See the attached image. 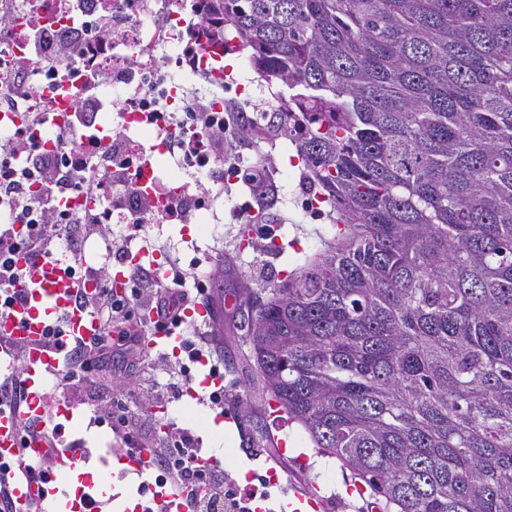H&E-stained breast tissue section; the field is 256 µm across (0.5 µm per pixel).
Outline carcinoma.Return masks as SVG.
<instances>
[{
    "instance_id": "cac0c4a2",
    "label": "carcinoma",
    "mask_w": 512,
    "mask_h": 512,
    "mask_svg": "<svg viewBox=\"0 0 512 512\" xmlns=\"http://www.w3.org/2000/svg\"><path fill=\"white\" fill-rule=\"evenodd\" d=\"M340 225L254 297L262 393L376 512H512V0H206Z\"/></svg>"
}]
</instances>
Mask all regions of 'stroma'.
Masks as SVG:
<instances>
[{"label":"stroma","instance_id":"stroma-1","mask_svg":"<svg viewBox=\"0 0 512 512\" xmlns=\"http://www.w3.org/2000/svg\"><path fill=\"white\" fill-rule=\"evenodd\" d=\"M224 76L242 84L252 103L264 105L284 89L280 83L259 79L244 53H228ZM231 152L238 165V177L224 184V208L209 224H161L155 227L153 247L161 263L180 262L188 268L208 265L214 314L208 324L224 356V394L237 426H223L221 437H214L206 426L217 411L198 400L182 397L168 404L164 413L146 415L148 429L166 425L192 432L201 447L213 449L216 440L231 448L224 459L230 486L265 493L272 512L288 502V492L303 490L319 495L323 512H370L371 496L340 462L316 453L307 433L286 413L270 406L256 388L254 362L239 326L247 313V291H260L278 285L303 264L306 257L326 249L336 234L329 218L308 210L301 190L302 163L290 141L271 131L244 141L234 139ZM277 186V193L252 211V198L246 182L258 165ZM264 212L272 229L262 235L254 218ZM78 411L66 423L67 433L83 441L93 455L88 468L101 469L103 449L116 447L110 429L89 421Z\"/></svg>","mask_w":512,"mask_h":512}]
</instances>
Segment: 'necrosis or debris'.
I'll list each match as a JSON object with an SVG mask.
<instances>
[{"mask_svg": "<svg viewBox=\"0 0 512 512\" xmlns=\"http://www.w3.org/2000/svg\"><path fill=\"white\" fill-rule=\"evenodd\" d=\"M76 13L66 12L61 0H0V90L8 89V67L33 56L31 45L19 32L29 6L49 18L52 28L66 29L100 16L103 8L123 15L124 34L113 41L86 40L75 49V65L82 72L102 74L103 82L84 86L81 79L64 83L70 93L63 110L80 111L84 101L95 103L97 124L112 123L133 158V171L149 173L151 182H164L169 192L197 200L192 214L196 224L209 223L222 199L221 192H205L195 180L158 169L153 156L178 153L179 167L202 171L210 165L204 130L187 132L171 116L182 111L187 90L184 76L205 70L202 47L206 41L204 0L183 8L174 0H79ZM126 84L117 85L116 76Z\"/></svg>", "mask_w": 512, "mask_h": 512, "instance_id": "4bbe7bcc", "label": "necrosis or debris"}]
</instances>
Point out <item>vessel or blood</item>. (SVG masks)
<instances>
[{"label": "vessel or blood", "mask_w": 512, "mask_h": 512, "mask_svg": "<svg viewBox=\"0 0 512 512\" xmlns=\"http://www.w3.org/2000/svg\"><path fill=\"white\" fill-rule=\"evenodd\" d=\"M71 280L63 258L39 263L29 269L24 299L12 311L0 313V336L16 340L23 358L0 352V380L22 376L25 398L9 410L0 409V463L25 455L30 462L41 461L47 452L43 440L20 441L23 420L43 416V403L51 386L58 359L43 344L48 324L65 316L67 334L91 339L100 332L98 320L77 309L70 300ZM84 464L74 459H57L55 465L35 479H19L10 487L11 512H28L31 503L41 504L44 512H86L89 498L84 485L70 486L69 478L82 475Z\"/></svg>", "instance_id": "obj_1"}]
</instances>
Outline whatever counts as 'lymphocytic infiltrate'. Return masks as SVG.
Wrapping results in <instances>:
<instances>
[{
  "mask_svg": "<svg viewBox=\"0 0 512 512\" xmlns=\"http://www.w3.org/2000/svg\"><path fill=\"white\" fill-rule=\"evenodd\" d=\"M123 20L103 15L84 27L49 35L38 11H31L27 28L40 35V52L73 59L76 43L86 37H112ZM40 129L32 137L22 129H14L0 137V311H7L21 301L28 272L17 263L18 255L29 261L49 260L56 254L57 243H65L69 259V275L77 287L73 293L76 305L99 321L100 334L90 342L63 340V320H56L45 331L44 344L57 350V383L51 393L55 402L76 403L92 414L97 423L107 425L116 438L122 454L144 458L145 466L159 470L160 484L175 494H185L187 512H251L253 492L225 488L224 466L210 462L191 432L175 429L160 439L150 438L139 414L127 399L106 397L100 373L113 351H120L131 362L140 364V388L149 390L156 403L166 405L182 397L191 384L188 362L209 359L212 372H219L224 360L215 347L207 324L182 326L181 308L196 302H209V276L196 268L184 271L173 268L172 275L160 279L149 267L136 266L122 289H115L105 267L89 264L85 247L90 237L110 239L113 255L126 254L127 237L113 238L101 213L87 211L74 214L63 205L68 195L86 191L84 182L75 180V172L95 171L106 192L103 201L121 209L133 206L140 226L155 223L159 189L143 191L134 181L131 161L119 140H112L101 157L87 153L86 143L97 142L96 128L85 116H77L73 126L80 140L67 151L46 149V142L57 140L59 132L48 113L34 119ZM96 281L94 289H86V281ZM182 327L185 336V362L169 382L156 384L152 368L144 362L143 345L150 336ZM44 437L50 446L83 459L80 440L67 439L62 424L52 416L25 421L22 437Z\"/></svg>",
  "mask_w": 512,
  "mask_h": 512,
  "instance_id": "f902f5d3",
  "label": "lymphocytic infiltrate"
}]
</instances>
